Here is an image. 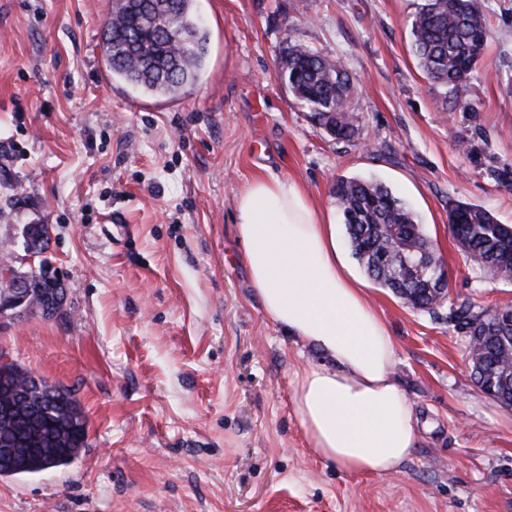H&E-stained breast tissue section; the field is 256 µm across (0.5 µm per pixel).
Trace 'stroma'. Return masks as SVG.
<instances>
[{
    "label": "stroma",
    "mask_w": 512,
    "mask_h": 512,
    "mask_svg": "<svg viewBox=\"0 0 512 512\" xmlns=\"http://www.w3.org/2000/svg\"><path fill=\"white\" fill-rule=\"evenodd\" d=\"M421 0H195L209 32L196 85L174 101L111 79L112 0H0V256L49 227L64 313L0 323V355L69 391L86 448L68 464L0 476V512H512V408L475 383L469 302L512 306V281L469 263L448 230L460 200L512 224V0H484L491 40L442 103L411 52ZM340 58L358 84V136L336 142L277 71L289 39ZM305 188L356 276L335 177L382 182L448 270L436 312L367 281L417 418L392 474L316 457L295 375L323 362L272 323L238 238L235 196L260 175ZM129 226V234L117 231Z\"/></svg>",
    "instance_id": "obj_1"
}]
</instances>
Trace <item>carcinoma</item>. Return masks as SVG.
<instances>
[{
    "label": "carcinoma",
    "mask_w": 512,
    "mask_h": 512,
    "mask_svg": "<svg viewBox=\"0 0 512 512\" xmlns=\"http://www.w3.org/2000/svg\"><path fill=\"white\" fill-rule=\"evenodd\" d=\"M164 18L150 6L131 10L124 2L104 23L103 50L112 72L150 96L180 98L196 84L207 55V33L193 0H167ZM411 50L425 77L444 90L445 100L468 109L467 82L490 38L481 0H423L411 24ZM281 78L315 122L332 125L333 139L350 142L358 132L351 103L356 81L340 59L290 43L279 59ZM332 193L343 216L352 255L376 284L412 308L435 312L444 295L435 291L444 270L414 214L385 185L338 176ZM448 228L466 259L493 277L512 281V225L487 209L456 201ZM450 318L477 338L469 348L471 374L494 389L496 401L512 407V307L479 309L467 303ZM32 382L16 364H0V399L11 401ZM12 447L29 456L7 475L39 472L42 453L55 466L69 463L87 440V423L70 393L61 389L53 411L18 410L9 433Z\"/></svg>",
    "instance_id": "cac0c4a2"
}]
</instances>
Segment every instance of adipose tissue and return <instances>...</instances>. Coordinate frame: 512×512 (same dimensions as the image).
<instances>
[{
    "mask_svg": "<svg viewBox=\"0 0 512 512\" xmlns=\"http://www.w3.org/2000/svg\"><path fill=\"white\" fill-rule=\"evenodd\" d=\"M236 214L265 315L329 359L296 375V410L314 453L352 474L396 472L414 446L416 418L394 379L393 338L344 263L329 217L275 175L247 185Z\"/></svg>",
    "mask_w": 512,
    "mask_h": 512,
    "instance_id": "1",
    "label": "adipose tissue"
}]
</instances>
